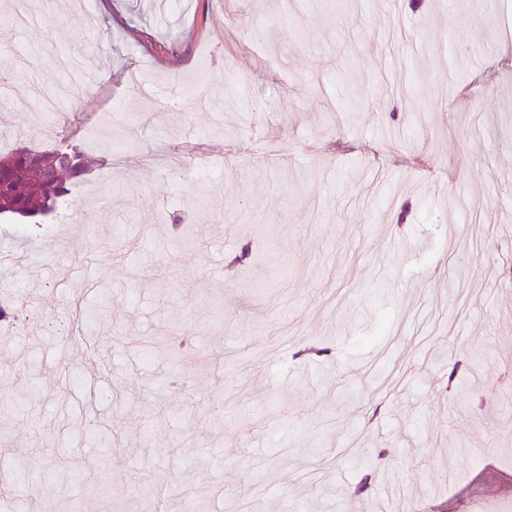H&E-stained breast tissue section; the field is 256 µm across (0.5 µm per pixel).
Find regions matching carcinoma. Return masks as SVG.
I'll list each match as a JSON object with an SVG mask.
<instances>
[{
  "instance_id": "carcinoma-1",
  "label": "carcinoma",
  "mask_w": 512,
  "mask_h": 512,
  "mask_svg": "<svg viewBox=\"0 0 512 512\" xmlns=\"http://www.w3.org/2000/svg\"><path fill=\"white\" fill-rule=\"evenodd\" d=\"M85 155L64 140L50 148L17 145L0 152V218L43 225L72 192L70 180L84 172Z\"/></svg>"
}]
</instances>
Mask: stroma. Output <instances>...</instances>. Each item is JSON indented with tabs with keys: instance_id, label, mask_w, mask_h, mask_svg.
Masks as SVG:
<instances>
[{
	"instance_id": "35a3bbf8",
	"label": "stroma",
	"mask_w": 512,
	"mask_h": 512,
	"mask_svg": "<svg viewBox=\"0 0 512 512\" xmlns=\"http://www.w3.org/2000/svg\"><path fill=\"white\" fill-rule=\"evenodd\" d=\"M0 41V140L89 154L0 220V512H512V0H0Z\"/></svg>"
}]
</instances>
